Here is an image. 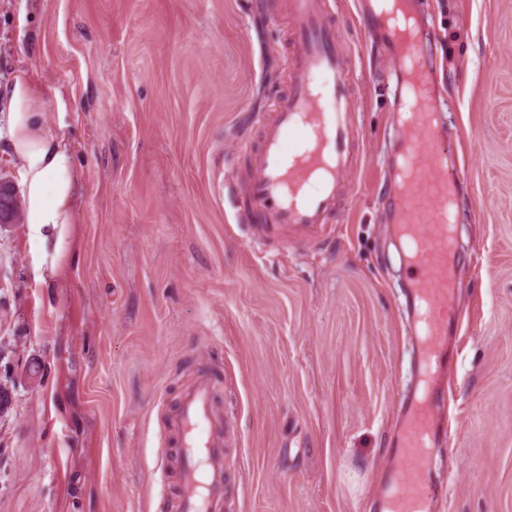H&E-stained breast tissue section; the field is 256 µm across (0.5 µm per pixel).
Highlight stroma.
<instances>
[{"instance_id":"obj_1","label":"stroma","mask_w":512,"mask_h":512,"mask_svg":"<svg viewBox=\"0 0 512 512\" xmlns=\"http://www.w3.org/2000/svg\"><path fill=\"white\" fill-rule=\"evenodd\" d=\"M330 0L356 100L354 165L323 237L226 222L270 97L286 0H0V87L44 113L81 179L77 250L0 225V512H167L160 403L220 372L226 512H370L410 387V277L378 188L395 61ZM464 168L460 324L436 512H512V0H420ZM63 275L37 280V264Z\"/></svg>"}]
</instances>
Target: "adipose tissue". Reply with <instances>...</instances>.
<instances>
[{
	"label": "adipose tissue",
	"instance_id": "obj_1",
	"mask_svg": "<svg viewBox=\"0 0 512 512\" xmlns=\"http://www.w3.org/2000/svg\"><path fill=\"white\" fill-rule=\"evenodd\" d=\"M57 89L17 71L0 97L7 109L9 141L19 162L25 222L36 237L63 239L66 226L77 223L75 197L80 179L73 148L64 133H48L44 105L59 98Z\"/></svg>",
	"mask_w": 512,
	"mask_h": 512
}]
</instances>
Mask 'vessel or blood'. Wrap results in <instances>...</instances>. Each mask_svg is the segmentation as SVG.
Returning a JSON list of instances; mask_svg holds the SVG:
<instances>
[{"label": "vessel or blood", "mask_w": 512, "mask_h": 512, "mask_svg": "<svg viewBox=\"0 0 512 512\" xmlns=\"http://www.w3.org/2000/svg\"><path fill=\"white\" fill-rule=\"evenodd\" d=\"M412 35L403 38L381 0H357L364 30L400 64L391 108L400 135L384 179L386 222L413 270L410 326L419 343L420 381L401 409L394 466L382 512H433L437 486L428 450L445 434L448 339L459 320L455 237L461 176L440 112L443 96L423 40L427 20L415 0H399ZM293 29L288 87L276 94L259 147L244 144L254 173L240 198L248 221L277 234L328 224L351 169L354 99L329 0H287ZM221 379L201 371L162 407L167 439L159 470L169 512H225L229 463L217 412Z\"/></svg>", "instance_id": "vessel-or-blood-1"}]
</instances>
